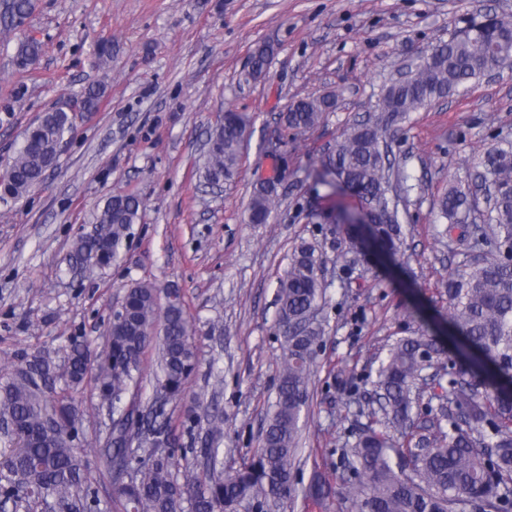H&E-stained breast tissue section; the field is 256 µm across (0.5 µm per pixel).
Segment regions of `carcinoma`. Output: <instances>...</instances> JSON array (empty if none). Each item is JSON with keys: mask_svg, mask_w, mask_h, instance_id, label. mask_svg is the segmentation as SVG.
I'll return each instance as SVG.
<instances>
[{"mask_svg": "<svg viewBox=\"0 0 512 512\" xmlns=\"http://www.w3.org/2000/svg\"><path fill=\"white\" fill-rule=\"evenodd\" d=\"M3 5L7 28L22 26L34 11V0H3ZM42 50L33 37L20 40L13 67L29 70ZM273 53L271 45L258 44L243 81L258 79ZM430 54L427 65L387 85L377 115L352 124L322 161L323 176L367 205V238L392 256L402 245L399 204L413 186L389 160L387 133L397 132L417 109L501 69L512 58V16L495 15L490 29L462 32ZM105 94L104 85L89 86L81 95L82 111H98ZM335 107L334 94L298 98L280 114V122L297 138ZM250 127L247 114L224 111L206 141L204 181L234 180ZM73 132L68 111L45 113L0 170V193L26 196L56 165L65 137ZM494 154L484 175L492 187L485 209L474 210L470 192L459 185L438 203L447 233L471 238L477 251L474 260L463 261L441 280L452 346L434 334L391 344L370 381L379 399L359 407L367 423L355 433V443L342 450L340 464L357 512H512V262L503 257L512 249V153L498 147ZM281 202L275 179L257 183L248 222L267 223ZM140 205L134 195L110 196L92 230L77 238L71 266L90 278L117 261ZM326 292L321 258L313 247L300 244L279 280L276 328L282 351L276 396L259 447L239 467L223 470L224 419L208 413L201 420L202 405L194 399L182 410L181 426L194 455L207 457L208 470L181 474L182 435L164 410L155 417L163 431L144 433L133 420L142 405L133 390L139 387L142 357L155 344L156 398L184 400L198 366L194 326L180 294L164 297L149 282L128 288L103 348L94 350L76 337L63 366L34 354L0 381V421L14 426V446L0 462V512L36 506L44 494L50 496L52 512H98L100 489L80 448L84 412L71 394L56 391L58 380L74 389L91 372L100 401L119 418L98 453L115 512H277L300 503L327 509L336 490L322 472L314 470L307 482L296 480L300 433L324 335L318 315ZM425 398L438 400L439 412L423 419L415 409Z\"/></svg>", "mask_w": 512, "mask_h": 512, "instance_id": "carcinoma-1", "label": "carcinoma"}]
</instances>
